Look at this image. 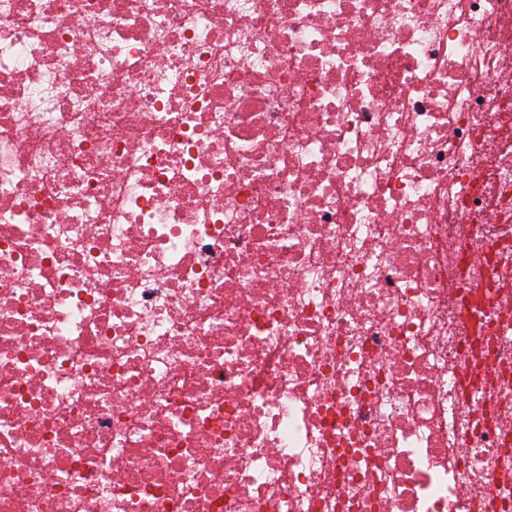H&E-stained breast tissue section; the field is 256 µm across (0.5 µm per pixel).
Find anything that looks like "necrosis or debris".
<instances>
[{"instance_id":"necrosis-or-debris-1","label":"necrosis or debris","mask_w":512,"mask_h":512,"mask_svg":"<svg viewBox=\"0 0 512 512\" xmlns=\"http://www.w3.org/2000/svg\"><path fill=\"white\" fill-rule=\"evenodd\" d=\"M0 512H512V0H0Z\"/></svg>"}]
</instances>
